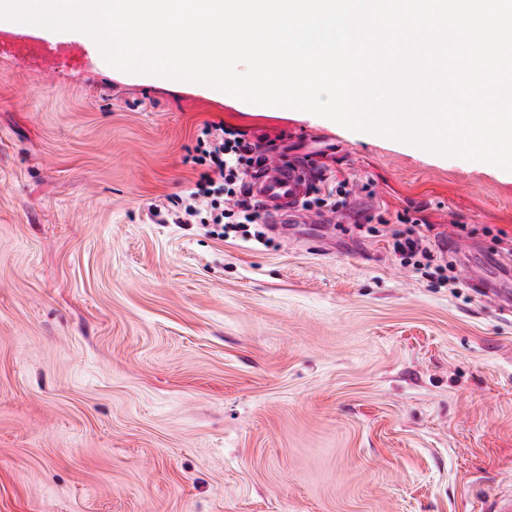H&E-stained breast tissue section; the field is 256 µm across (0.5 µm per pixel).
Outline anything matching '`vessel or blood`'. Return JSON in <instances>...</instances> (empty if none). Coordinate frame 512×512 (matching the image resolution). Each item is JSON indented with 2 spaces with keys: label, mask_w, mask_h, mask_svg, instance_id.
Instances as JSON below:
<instances>
[{
  "label": "vessel or blood",
  "mask_w": 512,
  "mask_h": 512,
  "mask_svg": "<svg viewBox=\"0 0 512 512\" xmlns=\"http://www.w3.org/2000/svg\"><path fill=\"white\" fill-rule=\"evenodd\" d=\"M315 177L316 172L310 166L286 163L273 157L251 177L249 187L252 197L262 208L266 222L281 225L300 210ZM465 261L475 272L470 284L476 292L496 298L500 309L511 315L512 290L506 287L507 274L490 269L473 254L466 256Z\"/></svg>",
  "instance_id": "obj_1"
}]
</instances>
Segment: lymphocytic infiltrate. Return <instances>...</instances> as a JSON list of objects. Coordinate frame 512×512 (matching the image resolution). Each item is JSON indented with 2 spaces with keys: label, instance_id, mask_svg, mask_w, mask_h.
<instances>
[{
  "label": "lymphocytic infiltrate",
  "instance_id": "1",
  "mask_svg": "<svg viewBox=\"0 0 512 512\" xmlns=\"http://www.w3.org/2000/svg\"><path fill=\"white\" fill-rule=\"evenodd\" d=\"M195 151L200 171L190 193L175 202L173 223L205 224L220 237L237 233L262 239V232L253 229L260 222L261 213L250 194L248 178L269 155L280 153V145L273 140L254 142L238 128L206 122L198 129ZM397 221L402 228L393 234V251L401 263L446 276L452 265L438 259L428 237L415 227L406 226L405 216H398Z\"/></svg>",
  "mask_w": 512,
  "mask_h": 512
}]
</instances>
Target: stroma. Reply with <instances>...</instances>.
<instances>
[{"mask_svg":"<svg viewBox=\"0 0 512 512\" xmlns=\"http://www.w3.org/2000/svg\"><path fill=\"white\" fill-rule=\"evenodd\" d=\"M0 55V512H485L512 493V316L401 265H512V171L205 85ZM348 180L269 244L161 217L198 127ZM397 223L411 224L404 230L393 233V251L399 256L401 264L412 266L416 270H423L427 275H438L441 279L454 283V277L448 276L452 272L453 264L437 257L431 248L428 237L416 230L418 219H409L400 214L397 215ZM433 270V271H430Z\"/></svg>","mask_w":512,"mask_h":512,"instance_id":"obj_1","label":"stroma"}]
</instances>
